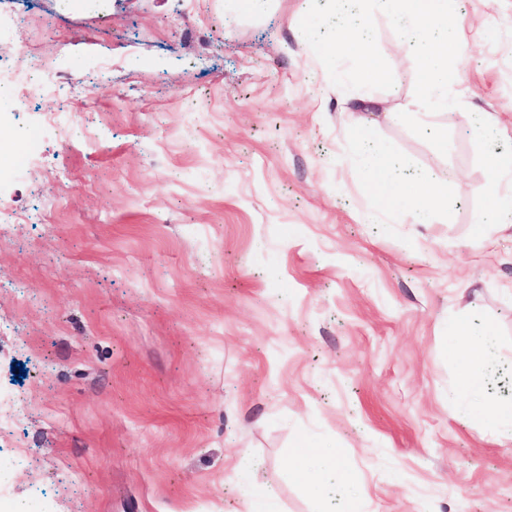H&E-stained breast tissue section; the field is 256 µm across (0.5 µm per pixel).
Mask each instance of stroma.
<instances>
[{
	"instance_id": "stroma-1",
	"label": "stroma",
	"mask_w": 512,
	"mask_h": 512,
	"mask_svg": "<svg viewBox=\"0 0 512 512\" xmlns=\"http://www.w3.org/2000/svg\"><path fill=\"white\" fill-rule=\"evenodd\" d=\"M309 4L12 0L8 43L52 89L0 103V137L40 143L27 173L0 158V392L22 408L1 496L243 512L259 491L263 512H319L289 465L307 439L346 449L363 512H512V442L484 393L460 396L448 334L493 326L487 371L512 360V214L475 222L490 151L512 152V0H455L460 104L437 113H413L416 69L375 17L395 85L366 116L446 183L425 224L378 210ZM75 88L85 144L60 134ZM488 431L501 439L512 441V405H494L485 409Z\"/></svg>"
}]
</instances>
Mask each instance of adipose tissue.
Masks as SVG:
<instances>
[{
  "label": "adipose tissue",
  "instance_id": "1",
  "mask_svg": "<svg viewBox=\"0 0 512 512\" xmlns=\"http://www.w3.org/2000/svg\"><path fill=\"white\" fill-rule=\"evenodd\" d=\"M354 133L362 142L366 155L374 159L367 169V176L382 208H390L403 200L416 207L419 213L439 216L444 208L445 191L432 183L403 179L392 158L375 144L372 129L365 119L356 118ZM454 333L457 337L456 357L461 369L460 391L466 394L479 386L471 365L482 354L490 338L472 335L464 322L455 324ZM345 454V449L340 447L326 449L317 443L301 442L293 451L295 482L315 497L323 495L331 487L347 491L354 478L344 464Z\"/></svg>",
  "mask_w": 512,
  "mask_h": 512
}]
</instances>
